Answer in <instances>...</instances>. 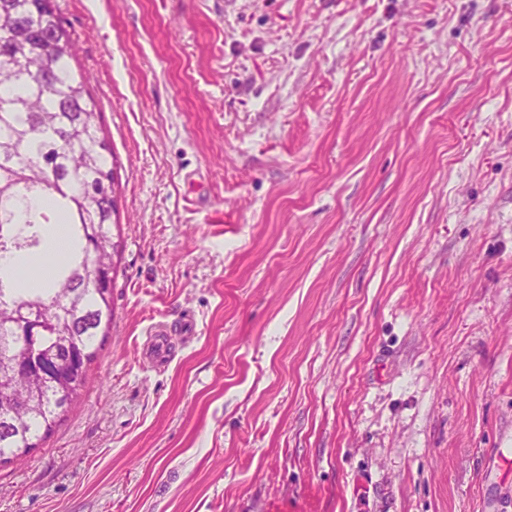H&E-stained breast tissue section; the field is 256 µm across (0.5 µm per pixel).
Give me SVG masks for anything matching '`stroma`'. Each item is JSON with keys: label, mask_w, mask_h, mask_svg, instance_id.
Listing matches in <instances>:
<instances>
[{"label": "stroma", "mask_w": 512, "mask_h": 512, "mask_svg": "<svg viewBox=\"0 0 512 512\" xmlns=\"http://www.w3.org/2000/svg\"><path fill=\"white\" fill-rule=\"evenodd\" d=\"M56 3L123 253L0 512H512V0ZM149 336V356L157 360L166 358L170 346V331L167 325L162 323L155 326L150 330Z\"/></svg>", "instance_id": "obj_1"}]
</instances>
